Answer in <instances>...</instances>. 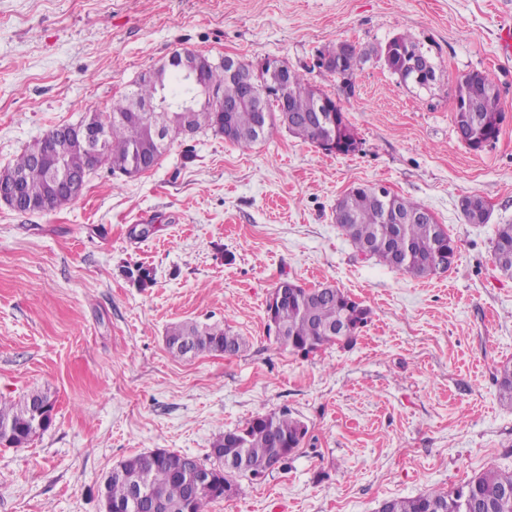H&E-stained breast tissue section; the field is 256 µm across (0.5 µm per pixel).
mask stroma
Instances as JSON below:
<instances>
[{
    "mask_svg": "<svg viewBox=\"0 0 512 512\" xmlns=\"http://www.w3.org/2000/svg\"><path fill=\"white\" fill-rule=\"evenodd\" d=\"M507 19L512 0H0V170L186 50L286 62L340 101L358 140L326 155L282 129L244 152L201 133L139 178L97 169L62 209L0 203V399L55 400L48 430L0 446V512H99L97 487L123 458L203 459L224 430L283 410L308 427L287 470L238 478L208 512H378L511 471L512 407L495 376L512 362V278L492 254L512 224ZM402 33L433 60V84L373 59L347 90L316 66L336 42L378 49ZM474 71L494 74L505 117L479 150L454 124L455 87ZM374 184L445 225L458 246L448 272L418 278L355 255L333 210ZM467 195L487 201V223L465 220ZM145 224L148 237L133 234ZM137 264L153 268L151 287L123 275ZM286 277L366 306L356 341L306 358L278 348L265 302ZM180 321L224 324L247 346L175 359L165 333Z\"/></svg>",
    "mask_w": 512,
    "mask_h": 512,
    "instance_id": "1",
    "label": "stroma"
}]
</instances>
